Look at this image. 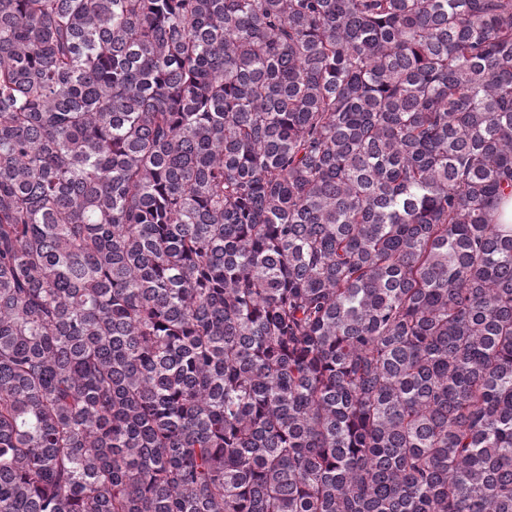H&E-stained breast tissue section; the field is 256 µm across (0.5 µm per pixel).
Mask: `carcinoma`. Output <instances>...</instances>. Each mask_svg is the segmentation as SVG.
<instances>
[{"label":"carcinoma","instance_id":"1","mask_svg":"<svg viewBox=\"0 0 512 512\" xmlns=\"http://www.w3.org/2000/svg\"><path fill=\"white\" fill-rule=\"evenodd\" d=\"M512 0H0V512H512Z\"/></svg>","mask_w":512,"mask_h":512}]
</instances>
